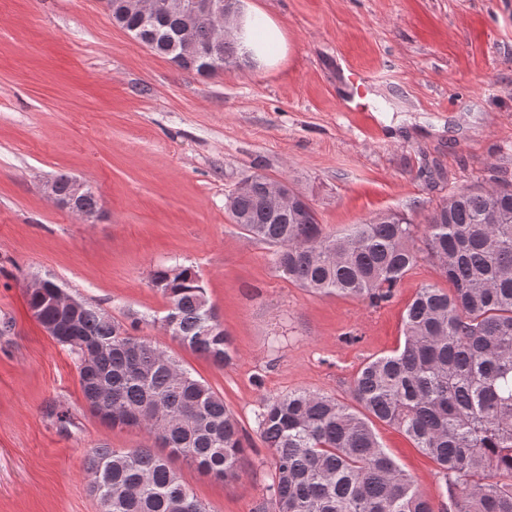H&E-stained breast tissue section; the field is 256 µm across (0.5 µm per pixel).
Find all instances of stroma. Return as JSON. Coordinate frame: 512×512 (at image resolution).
I'll return each mask as SVG.
<instances>
[{
  "label": "stroma",
  "mask_w": 512,
  "mask_h": 512,
  "mask_svg": "<svg viewBox=\"0 0 512 512\" xmlns=\"http://www.w3.org/2000/svg\"><path fill=\"white\" fill-rule=\"evenodd\" d=\"M287 50L270 67L209 75L151 54L101 0H0V512H102L88 449L150 448L83 398L77 362L33 319L26 285L48 278L135 327L223 396L247 446L224 484L179 463L211 512H256L273 460L263 396L349 398L358 370L404 340L421 258L379 305L319 296L279 276L272 249L224 209L250 175L287 180L325 232L400 212L423 224L452 194L512 185V0H241ZM67 174L98 199L94 223L45 185ZM194 267L236 358L216 367L172 341L154 270ZM378 440L433 500L437 464L398 429Z\"/></svg>",
  "instance_id": "obj_1"
}]
</instances>
